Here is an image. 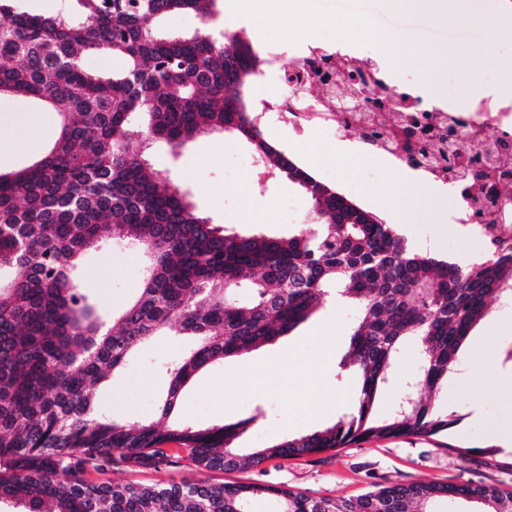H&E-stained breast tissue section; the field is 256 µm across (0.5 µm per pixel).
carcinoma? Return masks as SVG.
I'll return each instance as SVG.
<instances>
[{
	"label": "carcinoma",
	"mask_w": 512,
	"mask_h": 512,
	"mask_svg": "<svg viewBox=\"0 0 512 512\" xmlns=\"http://www.w3.org/2000/svg\"><path fill=\"white\" fill-rule=\"evenodd\" d=\"M0 0V94L39 100L60 118L53 146L28 167L0 172V503L18 512H428L433 501L474 499L512 512V492L485 485L414 482L355 498L312 496L209 478L168 484L96 483L90 470L172 468L247 471L275 458L336 452L370 437L433 436L459 422L423 399L377 420V394L415 342L413 387L448 384L489 301L512 289V245L492 240L479 261H439L414 251L396 225L352 203L267 141L242 89L260 58L238 34L206 26L217 0H77L67 14L28 16ZM192 12L205 26L162 35L166 15ZM122 61L110 77L85 57ZM222 131L247 142L258 179L297 184L315 224L287 236L228 230L200 215L178 186L130 143L180 147ZM114 239L150 257L138 296L108 324L73 273ZM247 290L242 299L238 291ZM359 310L345 365L358 374L354 407L330 426L244 452L236 440L257 419L200 427L178 417L182 392L201 370L306 321L330 292ZM158 336L192 346L159 365L167 389L159 418L103 414L98 388L124 373Z\"/></svg>",
	"instance_id": "1"
}]
</instances>
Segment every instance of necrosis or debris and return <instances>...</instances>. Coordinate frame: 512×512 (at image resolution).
I'll list each match as a JSON object with an SVG mask.
<instances>
[{
    "label": "necrosis or debris",
    "mask_w": 512,
    "mask_h": 512,
    "mask_svg": "<svg viewBox=\"0 0 512 512\" xmlns=\"http://www.w3.org/2000/svg\"><path fill=\"white\" fill-rule=\"evenodd\" d=\"M272 75L282 122L295 127L315 123L336 139L351 129H362L365 155L447 188L448 219L465 227L467 239L482 242L485 227L499 230L512 223V217L500 214L496 207L512 197V140L499 139L502 132L512 130V109L489 101L468 110L421 105L409 88L403 96L391 97L392 88L401 81L400 71L380 66L370 52L352 56L341 44L332 50L323 43L297 49L287 66L273 69ZM345 80L353 90L379 99L381 108L325 110L304 95L308 87L330 89ZM488 150L494 151L495 159L485 177L472 187L459 186L457 169Z\"/></svg>",
    "instance_id": "necrosis-or-debris-1"
}]
</instances>
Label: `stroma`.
<instances>
[{"label":"stroma","instance_id":"1","mask_svg":"<svg viewBox=\"0 0 512 512\" xmlns=\"http://www.w3.org/2000/svg\"><path fill=\"white\" fill-rule=\"evenodd\" d=\"M496 0H479L474 24L459 26L448 21H429L419 10L402 11L391 0H310L309 42L336 41L351 27L353 17L363 15L370 24L361 33V47H369L387 33L398 31L420 45L455 44L465 64H449L440 79L447 104L458 103L464 86H494L504 63L512 58V38L490 39L484 21L492 15ZM275 90L251 82L244 92L246 106L264 137L283 150L316 179L339 193L349 183L359 191L352 200L371 209L373 198L392 194L396 170L379 158L354 167L343 145L354 146L357 135L339 142L328 138L316 125L296 132L274 121ZM57 116L39 102L21 96L0 97V170L29 165L53 141ZM147 154L153 166L168 173L185 192L196 210L211 223L237 230L263 227L285 235L291 224L274 219L280 199L300 198L297 185L280 179L264 192H251L249 166L256 159L249 146L237 138L212 132L174 149L154 142ZM349 193V192H348ZM403 221L417 235L428 233L430 224L444 225L448 252L465 256L466 250L448 222L443 202L430 194L404 199L399 205ZM148 264L141 250L123 243L89 253L77 268L81 288L99 304L103 315L132 298ZM358 318L348 302L327 298L323 307L276 342L250 349L199 373L186 388L181 416L201 427L249 420L238 440L239 447L254 448L285 436L303 435L333 424L356 402L353 370L341 367L349 335ZM512 348V306L504 299L492 302L488 316L472 331L461 351L460 371L450 376L441 391L428 394L434 409L459 415L456 427L434 436L372 437L336 453L297 459H276L242 472H215L216 482H255L287 486L315 496L356 497L375 484L410 482L461 484L472 481L500 490H512V449L503 448L512 437V361L505 352ZM180 344L161 338L147 344L136 361L112 387L101 391V410L135 422L154 415L157 397L165 379L157 363L178 353ZM262 362L266 369L260 381L242 372L243 365ZM485 406L482 420H472L471 402ZM189 464L178 468L127 471H92L95 482L167 483L195 477Z\"/></svg>","mask_w":512,"mask_h":512}]
</instances>
